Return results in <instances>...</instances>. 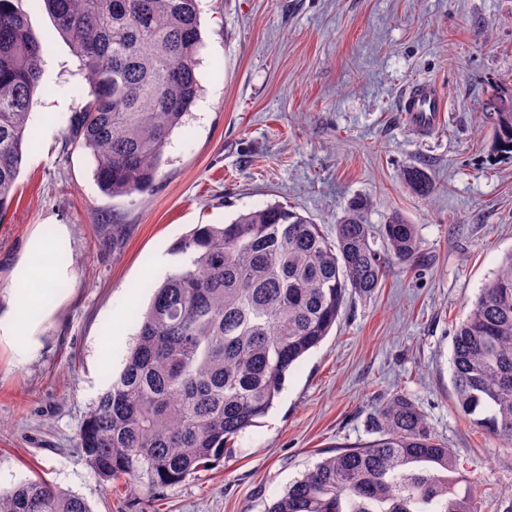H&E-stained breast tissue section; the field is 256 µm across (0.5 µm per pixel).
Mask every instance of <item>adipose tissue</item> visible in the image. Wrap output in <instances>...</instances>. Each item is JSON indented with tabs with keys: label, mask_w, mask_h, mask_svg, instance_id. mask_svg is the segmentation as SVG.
Listing matches in <instances>:
<instances>
[{
	"label": "adipose tissue",
	"mask_w": 512,
	"mask_h": 512,
	"mask_svg": "<svg viewBox=\"0 0 512 512\" xmlns=\"http://www.w3.org/2000/svg\"><path fill=\"white\" fill-rule=\"evenodd\" d=\"M67 249L68 237L63 225H56L51 237L34 233L13 272L11 301L0 316V331L20 354L34 351V331L49 314L51 297L68 280V265L62 259Z\"/></svg>",
	"instance_id": "ef3b65f1"
}]
</instances>
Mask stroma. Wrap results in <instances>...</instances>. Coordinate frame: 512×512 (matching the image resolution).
Here are the masks:
<instances>
[{"mask_svg":"<svg viewBox=\"0 0 512 512\" xmlns=\"http://www.w3.org/2000/svg\"><path fill=\"white\" fill-rule=\"evenodd\" d=\"M21 8L41 40L45 91L0 219V313L34 231L66 227L73 279L33 355L0 335V489L40 477L92 512H264L326 452L370 440L369 414L404 392L463 460L482 512H503L512 450L460 414L450 358L456 326L512 252V155L486 120L512 110V0H201L203 93L153 189L119 197L101 191L73 141L70 119L90 92L81 62L38 0ZM416 79L437 82L448 102L426 138L398 110ZM410 166L427 168L431 196L402 182ZM357 197L372 200L371 224L394 210L417 224L426 263L351 295L220 466L154 498L104 487L76 437L123 367L149 284L180 264L176 242L273 203L331 237Z\"/></svg>","mask_w":512,"mask_h":512,"instance_id":"1","label":"stroma"}]
</instances>
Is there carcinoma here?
I'll use <instances>...</instances> for the list:
<instances>
[{
    "instance_id": "carcinoma-1",
    "label": "carcinoma",
    "mask_w": 512,
    "mask_h": 512,
    "mask_svg": "<svg viewBox=\"0 0 512 512\" xmlns=\"http://www.w3.org/2000/svg\"><path fill=\"white\" fill-rule=\"evenodd\" d=\"M0 0V217L9 209L43 92L41 42L18 6ZM91 83L71 119L102 191L145 194L172 133L196 104L203 48L199 0H43ZM494 135L512 153V112ZM402 180L434 191L423 167ZM371 201H352L335 238L280 204L199 224L174 251L183 265L154 286L120 373L90 407L77 448L100 481L155 495L224 459L265 416L292 366L329 334L353 293L381 287L386 266L425 260L417 225L399 211L379 230ZM451 379L458 409L512 445V253L456 327ZM375 438L336 449L293 481L266 512H480L460 457L433 436L408 396L369 418ZM0 512H91L41 478L0 490Z\"/></svg>"
}]
</instances>
